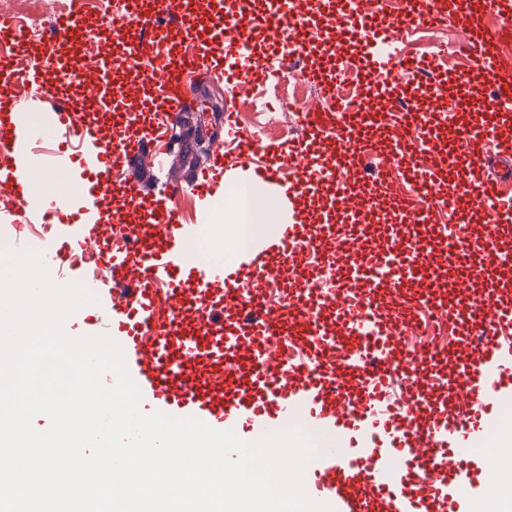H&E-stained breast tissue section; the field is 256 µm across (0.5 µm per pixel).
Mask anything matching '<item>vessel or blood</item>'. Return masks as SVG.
<instances>
[{"mask_svg": "<svg viewBox=\"0 0 512 512\" xmlns=\"http://www.w3.org/2000/svg\"><path fill=\"white\" fill-rule=\"evenodd\" d=\"M336 3L347 19L332 44L318 43L317 21L297 0H272L263 23L270 50L286 35L302 44L301 75L330 92L343 71L340 45L356 44L354 95L329 113L301 110V135L285 148L228 125L207 167L159 187L149 186L142 162L159 158L160 142L183 123L185 69L220 74L231 97L272 75L253 54L250 0H223L217 10L199 0L192 28L173 0H124L106 28L123 53L90 68L81 46L91 32L79 10L40 41L38 68L24 71L13 61L31 38L1 19L0 113L54 99L53 129L73 139L67 157L37 131L0 123L8 221L62 216L75 228L44 259L64 268L76 245L104 271L96 286L108 315L98 332L121 346L142 408L252 433L288 426L299 412L332 436L308 468L312 493L334 512H467L472 490L500 461L464 448L491 435L502 421L494 402L512 398V279L504 275L512 191L482 173L488 156L512 161V57L500 50L512 40V0H401L395 14L363 0ZM447 15L477 69L443 80L435 62L400 50L398 35ZM116 69L144 86L152 117L127 110ZM478 72L492 93L477 114L468 89ZM413 77L434 88L425 105L410 98ZM447 81L456 92L442 111ZM376 94L389 111L368 107ZM86 150L78 209L31 200L30 167L66 168ZM231 167L300 207L273 241L244 250L227 242L238 253L228 267L194 251L202 229L170 201L187 189L202 199L223 191ZM120 208L136 221L117 235ZM277 268L287 280L264 290ZM420 308L452 319V341L408 347ZM348 434L365 447H344Z\"/></svg>", "mask_w": 512, "mask_h": 512, "instance_id": "obj_1", "label": "vessel or blood"}]
</instances>
